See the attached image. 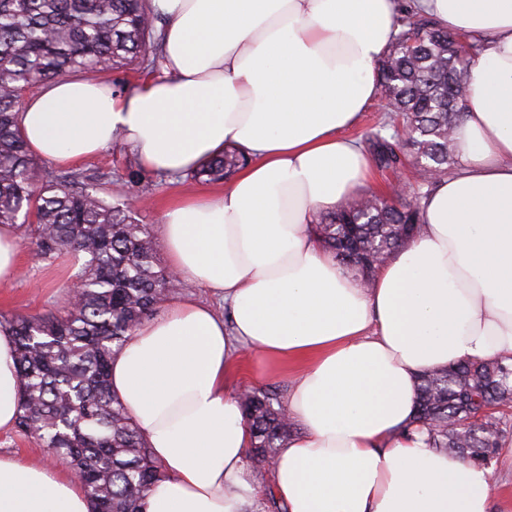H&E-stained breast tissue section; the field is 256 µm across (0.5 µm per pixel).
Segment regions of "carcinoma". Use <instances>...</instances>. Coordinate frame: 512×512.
Segmentation results:
<instances>
[{
  "instance_id": "obj_1",
  "label": "carcinoma",
  "mask_w": 512,
  "mask_h": 512,
  "mask_svg": "<svg viewBox=\"0 0 512 512\" xmlns=\"http://www.w3.org/2000/svg\"><path fill=\"white\" fill-rule=\"evenodd\" d=\"M152 0H0V224L23 225V237L50 258L68 252L81 261L78 304L32 317H3L11 332L22 381L16 428L50 448L80 474L93 512H142L146 492L166 477L131 413L109 389L112 356L138 324L180 287L157 262L150 225L142 224L120 196L109 202L82 170H43L22 139L17 112L29 87L77 70L109 74L131 66L156 68L161 38ZM398 33L378 64L386 109L401 117L409 136L379 138L378 168L392 174L407 153L432 175L408 194L349 200L319 217L316 233L336 260L368 281L422 224L420 200L448 175L453 134L466 99L469 69L483 44L440 28L416 0L399 5ZM226 151L190 173L218 182L244 164ZM135 192H152L153 180L127 168ZM254 437L253 469L276 463L291 423L271 390L241 393ZM415 419L432 448L489 465L512 442V359L465 361L425 371L417 385Z\"/></svg>"
}]
</instances>
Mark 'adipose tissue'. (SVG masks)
Segmentation results:
<instances>
[{"label":"adipose tissue","mask_w":512,"mask_h":512,"mask_svg":"<svg viewBox=\"0 0 512 512\" xmlns=\"http://www.w3.org/2000/svg\"><path fill=\"white\" fill-rule=\"evenodd\" d=\"M158 79L121 91L68 75L18 114L61 165L114 141L185 175L233 145L249 164L162 214L169 267L226 306L182 295L111 360L110 391L167 476L145 512H250L252 437L230 379L243 353L289 367L299 428L272 473L288 512H490L491 469L431 448L413 421L421 372L512 355V0H418L482 38L454 150L460 170L422 199L423 225L362 286L313 230L370 185L355 126L379 88L397 0H152ZM14 338L0 331V431L19 413ZM0 512H92L74 473L0 456Z\"/></svg>","instance_id":"adipose-tissue-1"}]
</instances>
